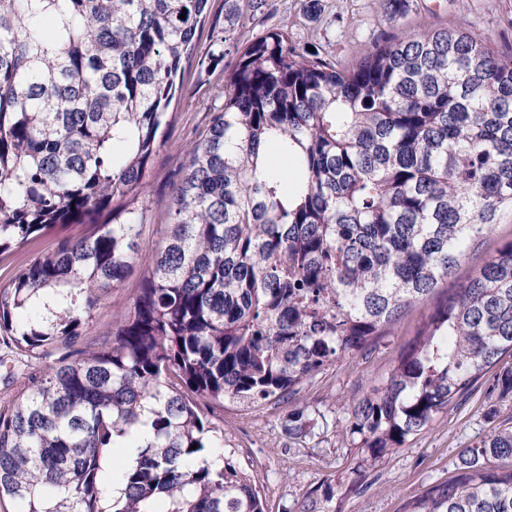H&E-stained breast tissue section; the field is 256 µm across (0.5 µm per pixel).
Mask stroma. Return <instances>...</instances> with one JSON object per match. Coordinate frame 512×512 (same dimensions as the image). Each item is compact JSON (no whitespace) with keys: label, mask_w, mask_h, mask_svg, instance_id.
I'll use <instances>...</instances> for the list:
<instances>
[{"label":"stroma","mask_w":512,"mask_h":512,"mask_svg":"<svg viewBox=\"0 0 512 512\" xmlns=\"http://www.w3.org/2000/svg\"><path fill=\"white\" fill-rule=\"evenodd\" d=\"M398 19L395 25L388 22L382 0H257L256 7L244 8L237 34L247 40L282 29L294 41L314 47L320 58L338 65L360 57L371 43L392 37L396 30L413 32L425 25L481 33L499 52H512V0H404ZM223 35L224 0H211L198 32L194 60L186 64L183 88L170 105L166 140L152 162L138 257L123 286L112 291L97 310L86 344L110 332L113 314L130 305L143 264L158 244L156 228L168 221L171 190L186 148L206 128L213 108L224 104V74L233 67L234 54H226L206 71L196 64L197 59L218 51ZM86 231L83 224H58L43 231L0 259V284L19 267L54 249L61 239ZM510 238L512 216L506 214L462 262L453 280L406 311L364 353L344 358L293 397L247 412L225 405L224 453L253 472L265 512H297L300 502L324 485L331 486L334 495L330 501H318L319 512H406L414 495L452 476L463 449L491 428L512 426V399L491 396L488 382H480L457 405L438 415L427 432L410 439L361 480L356 477L360 449L341 444L333 435L291 439L282 428L289 409L299 404L344 414L353 397L388 376L436 302Z\"/></svg>","instance_id":"1"}]
</instances>
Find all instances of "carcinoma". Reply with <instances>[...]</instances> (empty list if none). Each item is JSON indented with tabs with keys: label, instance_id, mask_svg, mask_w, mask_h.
<instances>
[{
	"label": "carcinoma",
	"instance_id": "carcinoma-1",
	"mask_svg": "<svg viewBox=\"0 0 512 512\" xmlns=\"http://www.w3.org/2000/svg\"><path fill=\"white\" fill-rule=\"evenodd\" d=\"M239 2L224 0V106L188 148L131 305L101 343L55 358L135 259L208 0H0V255L91 225L0 284V335L43 365L0 411V502L17 512H264L214 408L285 400L365 350L512 213V53L426 27L334 65L284 30L238 42ZM506 356L512 239L345 419L297 407L288 433L336 434L363 478L485 377L512 395ZM115 448L137 459L107 496ZM504 459L511 427L408 512H512Z\"/></svg>",
	"mask_w": 512,
	"mask_h": 512
}]
</instances>
